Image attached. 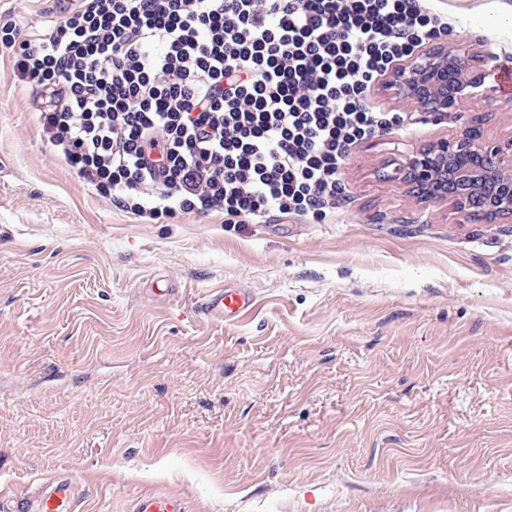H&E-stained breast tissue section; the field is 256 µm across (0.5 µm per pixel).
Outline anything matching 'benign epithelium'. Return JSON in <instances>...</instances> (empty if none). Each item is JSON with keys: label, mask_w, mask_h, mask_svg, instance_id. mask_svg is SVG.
Masks as SVG:
<instances>
[{"label": "benign epithelium", "mask_w": 512, "mask_h": 512, "mask_svg": "<svg viewBox=\"0 0 512 512\" xmlns=\"http://www.w3.org/2000/svg\"><path fill=\"white\" fill-rule=\"evenodd\" d=\"M471 61L473 54L466 48L437 44L396 64L389 85L400 97L440 118L495 91L486 85L489 70L476 71ZM396 173L419 201L448 200L488 223L512 217V138L488 143L466 127L454 139L408 156Z\"/></svg>", "instance_id": "obj_1"}]
</instances>
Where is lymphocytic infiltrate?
Here are the masks:
<instances>
[{
  "mask_svg": "<svg viewBox=\"0 0 512 512\" xmlns=\"http://www.w3.org/2000/svg\"><path fill=\"white\" fill-rule=\"evenodd\" d=\"M448 25L419 0H78L0 51L79 178L152 222L223 211L325 221L356 143L400 114L373 81Z\"/></svg>",
  "mask_w": 512,
  "mask_h": 512,
  "instance_id": "lymphocytic-infiltrate-1",
  "label": "lymphocytic infiltrate"
}]
</instances>
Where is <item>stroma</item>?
<instances>
[{
  "label": "stroma",
  "instance_id": "35a3bbf8",
  "mask_svg": "<svg viewBox=\"0 0 512 512\" xmlns=\"http://www.w3.org/2000/svg\"><path fill=\"white\" fill-rule=\"evenodd\" d=\"M474 66L512 59V0H423ZM53 0H0L24 33ZM0 54V496L69 473L87 512L167 492L191 512H512V218L414 199L405 157L480 127L512 138L495 92L353 146L335 218L223 211L149 224L45 140ZM256 298L197 314L209 290ZM253 298L232 288L209 292L203 298L199 310L208 318L220 322L238 320L253 308Z\"/></svg>",
  "mask_w": 512,
  "mask_h": 512
}]
</instances>
